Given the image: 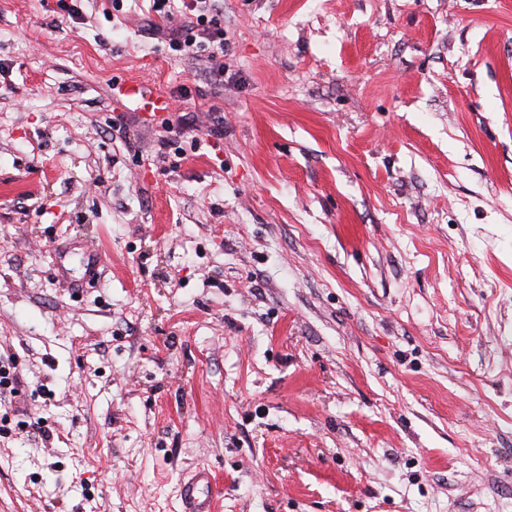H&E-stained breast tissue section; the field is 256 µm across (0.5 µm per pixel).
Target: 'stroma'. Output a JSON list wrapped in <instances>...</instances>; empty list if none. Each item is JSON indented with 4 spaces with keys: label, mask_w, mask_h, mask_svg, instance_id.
<instances>
[{
    "label": "stroma",
    "mask_w": 512,
    "mask_h": 512,
    "mask_svg": "<svg viewBox=\"0 0 512 512\" xmlns=\"http://www.w3.org/2000/svg\"><path fill=\"white\" fill-rule=\"evenodd\" d=\"M78 4L0 0V512H512V0H218L220 81ZM119 95L137 104L144 112L154 116L164 115L169 110V100L162 96L148 95L141 81L127 80L113 87ZM210 482V473L203 468L199 470L192 481L184 488L183 501L185 508L183 512H212V504L208 497H204L198 491L200 485H207Z\"/></svg>",
    "instance_id": "35a3bbf8"
}]
</instances>
